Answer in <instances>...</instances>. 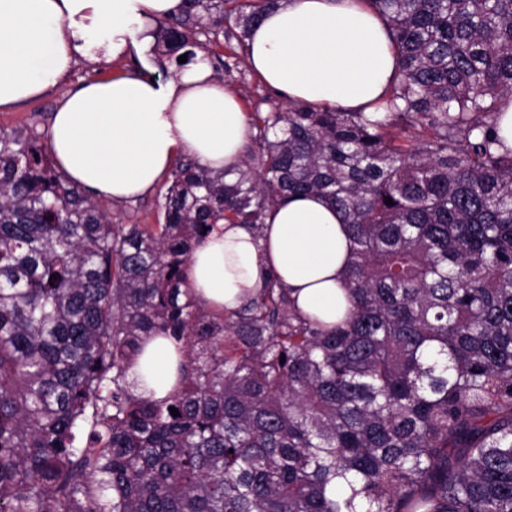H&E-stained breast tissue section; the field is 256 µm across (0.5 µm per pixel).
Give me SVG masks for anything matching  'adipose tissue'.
<instances>
[{"mask_svg":"<svg viewBox=\"0 0 512 512\" xmlns=\"http://www.w3.org/2000/svg\"><path fill=\"white\" fill-rule=\"evenodd\" d=\"M184 0H0V111L57 85L78 59L109 61ZM251 69L292 103L372 114L389 96L397 56L384 21L365 0H279L252 26ZM248 118L206 57L161 82L128 73L68 92L53 114L56 166L88 195L125 202L150 192L182 153L216 170L238 165ZM353 242L339 212L316 194L273 206L260 231L221 224L193 252L187 277L211 309L234 310L269 278L297 307L332 325L352 303L342 277ZM171 340L147 347L132 376L157 400L176 385Z\"/></svg>","mask_w":512,"mask_h":512,"instance_id":"obj_1","label":"adipose tissue"}]
</instances>
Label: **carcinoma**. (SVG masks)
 <instances>
[{
  "label": "carcinoma",
  "mask_w": 512,
  "mask_h": 512,
  "mask_svg": "<svg viewBox=\"0 0 512 512\" xmlns=\"http://www.w3.org/2000/svg\"><path fill=\"white\" fill-rule=\"evenodd\" d=\"M274 2L187 0L155 46L190 64L225 30L244 53ZM367 2L386 111L253 113L249 164L176 161L161 224L112 223L0 129V512H512V0ZM307 193L351 232L349 317L273 278L203 306L195 247ZM156 336L180 358L162 400L129 381Z\"/></svg>",
  "instance_id": "obj_1"
}]
</instances>
